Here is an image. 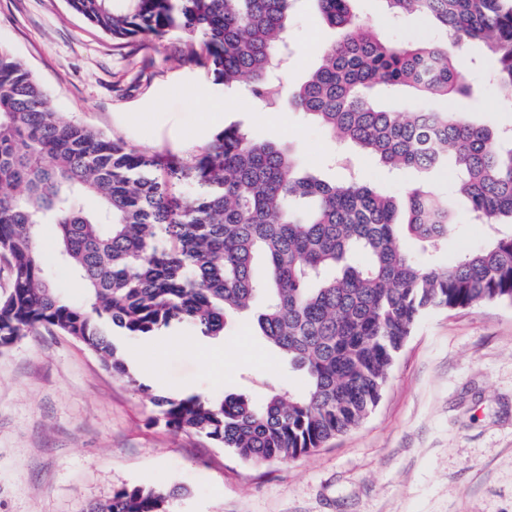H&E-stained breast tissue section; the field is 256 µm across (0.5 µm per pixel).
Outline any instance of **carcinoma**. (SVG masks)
Instances as JSON below:
<instances>
[{
	"label": "carcinoma",
	"mask_w": 512,
	"mask_h": 512,
	"mask_svg": "<svg viewBox=\"0 0 512 512\" xmlns=\"http://www.w3.org/2000/svg\"><path fill=\"white\" fill-rule=\"evenodd\" d=\"M116 2L66 0L115 39L178 31L215 83L244 82L266 108L282 101L293 0ZM316 2L341 37L297 87L295 107L386 172L452 168L457 194L488 230L484 243L445 263L455 224L448 198L422 182L400 202L356 178L328 181L305 171L291 149L256 141L238 124L187 160L64 122L0 45L1 348L59 331L137 386L172 430L263 463L312 453L359 426L427 313L512 304V142L459 112L403 119L379 104L401 90L419 100L469 94L473 60L459 56L482 41L512 112V0H386L392 16L433 20L448 36L441 46L390 43L358 22L352 0ZM187 185L196 191L186 196ZM43 224L55 226L54 251L81 285L76 298L51 283ZM243 313L305 374L304 392L269 383L259 403L244 394L156 396L114 342L180 327L219 339ZM175 493L133 486L89 512H166Z\"/></svg>",
	"instance_id": "obj_1"
}]
</instances>
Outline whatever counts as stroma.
Listing matches in <instances>:
<instances>
[{
	"label": "stroma",
	"instance_id": "35a3bbf8",
	"mask_svg": "<svg viewBox=\"0 0 512 512\" xmlns=\"http://www.w3.org/2000/svg\"><path fill=\"white\" fill-rule=\"evenodd\" d=\"M352 10L393 43L444 41L428 19L392 18L385 0H353ZM288 37L282 81L290 94L339 33L315 0H296ZM0 43L44 86L62 120L138 148L198 157L235 123L291 148L328 180L353 172L398 199L417 180L409 171L388 175L356 153L349 165L331 164L335 144L320 124L291 101L265 112L241 90L214 84L177 33L119 41L65 0H0ZM490 72L482 65L468 95L437 98L428 108L512 128ZM455 207L448 261L486 235L469 223L465 200ZM120 344L140 382L164 395L259 399L282 376L292 392L306 388L303 373L285 372L247 316L226 326L213 367L205 363L209 342L187 329ZM135 485L177 489L167 512H512V305L426 316L359 427L308 455L263 464L170 430L145 395L60 332L0 348V512H88Z\"/></svg>",
	"mask_w": 512,
	"mask_h": 512
}]
</instances>
